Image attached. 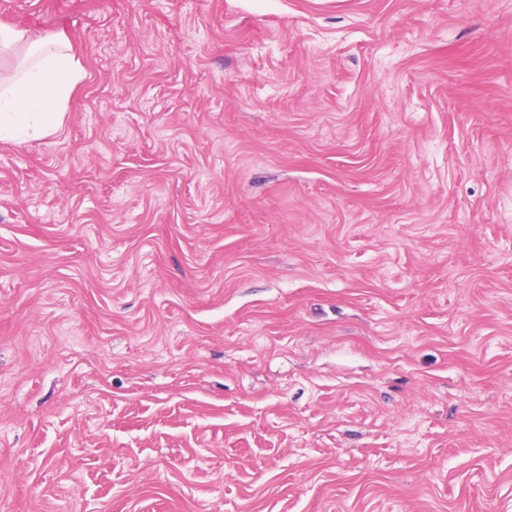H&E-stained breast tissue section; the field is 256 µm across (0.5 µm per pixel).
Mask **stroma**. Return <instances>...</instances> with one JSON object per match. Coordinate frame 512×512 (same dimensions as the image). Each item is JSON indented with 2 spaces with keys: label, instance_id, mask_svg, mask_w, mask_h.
Here are the masks:
<instances>
[{
  "label": "stroma",
  "instance_id": "35a3bbf8",
  "mask_svg": "<svg viewBox=\"0 0 512 512\" xmlns=\"http://www.w3.org/2000/svg\"><path fill=\"white\" fill-rule=\"evenodd\" d=\"M0 512H512V0H0ZM12 48L24 52L11 76L0 74V140L53 136L84 78L81 62L61 34L34 37L0 23V52Z\"/></svg>",
  "mask_w": 512,
  "mask_h": 512
}]
</instances>
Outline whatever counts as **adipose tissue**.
I'll use <instances>...</instances> for the list:
<instances>
[{
	"mask_svg": "<svg viewBox=\"0 0 512 512\" xmlns=\"http://www.w3.org/2000/svg\"><path fill=\"white\" fill-rule=\"evenodd\" d=\"M12 48L21 56L11 76L0 75V140L53 136L84 77L81 62L63 35L35 37L0 23V52Z\"/></svg>",
	"mask_w": 512,
	"mask_h": 512,
	"instance_id": "obj_1",
	"label": "adipose tissue"
}]
</instances>
